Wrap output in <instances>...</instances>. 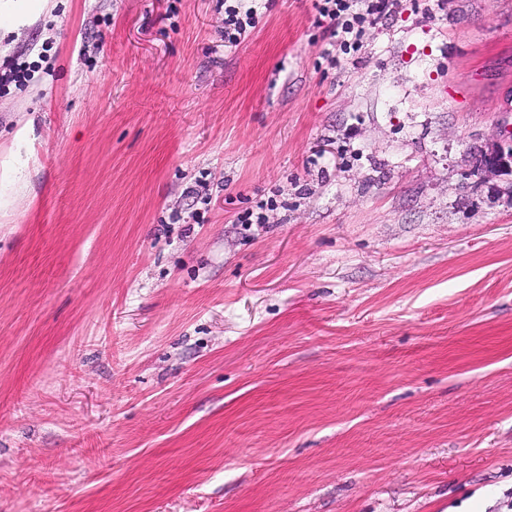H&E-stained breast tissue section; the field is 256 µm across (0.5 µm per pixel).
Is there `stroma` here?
Listing matches in <instances>:
<instances>
[{
  "mask_svg": "<svg viewBox=\"0 0 512 512\" xmlns=\"http://www.w3.org/2000/svg\"><path fill=\"white\" fill-rule=\"evenodd\" d=\"M256 7L0 31V512H512V0ZM246 2H257V0H224L225 47H239L259 22L257 8ZM324 2L322 5L315 3V7L321 16L329 18L331 22V37L336 38V44L340 47L353 46L361 48L362 28H357L349 20L344 19L345 14L355 9L352 15L353 20L361 24L365 19V15H374L382 13L392 6L390 0H320ZM365 7L363 11L362 7ZM476 169L483 179L507 175L512 171V151L499 143L487 147L476 158Z\"/></svg>",
  "mask_w": 512,
  "mask_h": 512,
  "instance_id": "35a3bbf8",
  "label": "stroma"
}]
</instances>
